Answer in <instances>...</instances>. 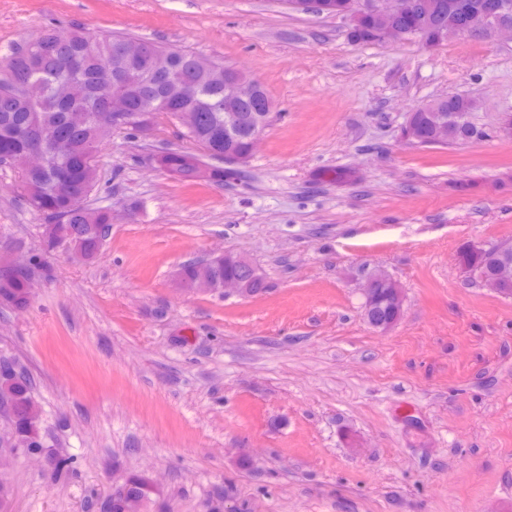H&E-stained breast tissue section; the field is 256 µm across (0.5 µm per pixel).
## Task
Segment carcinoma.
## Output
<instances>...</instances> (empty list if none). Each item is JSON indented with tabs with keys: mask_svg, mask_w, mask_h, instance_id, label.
Masks as SVG:
<instances>
[{
	"mask_svg": "<svg viewBox=\"0 0 512 512\" xmlns=\"http://www.w3.org/2000/svg\"><path fill=\"white\" fill-rule=\"evenodd\" d=\"M457 11L444 12L438 18L440 28L435 38L454 37L461 28L464 12L482 0H457ZM45 37L37 48L20 45L11 55L15 63L12 74H0V165L8 156L34 142L50 146L48 167L21 178V188L30 207L43 219L42 244L52 246L65 237L79 243L86 257L92 259L101 247L105 226L111 215L90 205L97 183L96 157L112 137L115 126L108 116L109 89L114 85L126 90L130 113L143 112L147 102L161 106L173 117L193 99L196 112L185 136L203 153L183 150L161 151L166 167L179 174L183 182L195 181L197 165L224 152V115L228 112L251 114L262 127L270 126L271 113L260 109L257 100H224V72L199 64L196 53L181 50L172 58L170 48L140 39L141 59H130L123 48L135 37L122 34L99 36L96 54L86 55L83 45L89 32L72 28L44 30ZM349 38L358 44L376 43L380 36L370 18L363 19ZM461 112L472 117L471 98L446 95L422 104L416 115L415 136L411 144L437 146L458 144L471 139L468 125L448 124V114ZM512 265V249L499 255L478 254L471 266L478 270L480 282L493 278L500 265ZM26 287L22 276L0 268V303L13 306L25 301ZM375 314L380 318L394 315L395 306L389 289H381ZM0 396L14 401L18 409L13 442L17 448H42L54 458L56 474L71 471L70 458L50 449L43 424L31 413L39 410L33 396L32 380L26 366L17 375L0 383ZM137 498H150L149 481L137 474L127 477Z\"/></svg>",
	"mask_w": 512,
	"mask_h": 512,
	"instance_id": "obj_1",
	"label": "carcinoma"
}]
</instances>
